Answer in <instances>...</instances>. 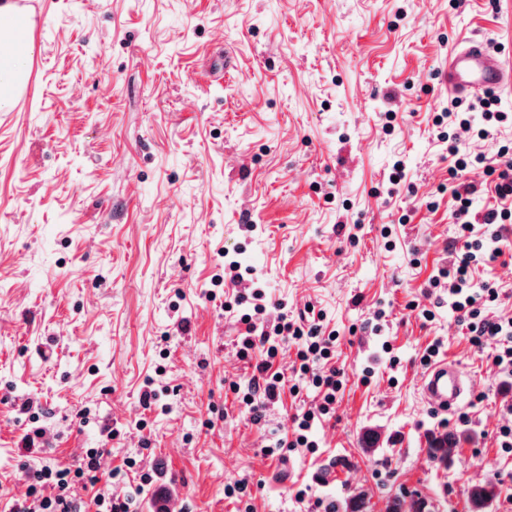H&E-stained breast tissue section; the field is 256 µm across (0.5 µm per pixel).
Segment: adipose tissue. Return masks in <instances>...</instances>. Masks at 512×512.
Listing matches in <instances>:
<instances>
[{"label":"adipose tissue","mask_w":512,"mask_h":512,"mask_svg":"<svg viewBox=\"0 0 512 512\" xmlns=\"http://www.w3.org/2000/svg\"><path fill=\"white\" fill-rule=\"evenodd\" d=\"M34 45L29 24L14 5H0V111L8 110L23 87Z\"/></svg>","instance_id":"1"}]
</instances>
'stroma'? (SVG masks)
Instances as JSON below:
<instances>
[{
    "label": "stroma",
    "instance_id": "obj_1",
    "mask_svg": "<svg viewBox=\"0 0 512 512\" xmlns=\"http://www.w3.org/2000/svg\"><path fill=\"white\" fill-rule=\"evenodd\" d=\"M30 98L0 112V512L40 462L101 452L131 512H326L361 487L371 512L421 494L512 512V382L472 346L447 286L451 187L493 184L500 139L436 125L463 36L512 58V0H28ZM394 121H386V113ZM455 136L481 165L458 171ZM404 165L399 185L388 176ZM478 267L512 317V230ZM250 269L290 315L336 332L346 373L315 449L266 453L316 394L284 391L261 423L231 383L252 369L224 315L225 262ZM423 300L427 321L412 310ZM442 341L471 392L428 408L422 356ZM157 399L144 406L142 395ZM41 432L30 457L17 447ZM469 433L451 466L432 433ZM379 449H363L367 433ZM136 468H129V460ZM152 476L141 485L140 474ZM244 483L243 493L226 489ZM497 496L493 482L487 480L474 485L469 491L470 512H488L487 510Z\"/></svg>",
    "mask_w": 512,
    "mask_h": 512
}]
</instances>
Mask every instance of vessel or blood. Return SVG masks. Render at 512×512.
<instances>
[{
	"label": "vessel or blood",
	"mask_w": 512,
	"mask_h": 512,
	"mask_svg": "<svg viewBox=\"0 0 512 512\" xmlns=\"http://www.w3.org/2000/svg\"><path fill=\"white\" fill-rule=\"evenodd\" d=\"M442 80L449 97L455 99L511 90L512 59L492 51L482 39L463 37L448 55ZM421 390L429 405L451 413L466 401L470 381L457 364L443 359L424 371Z\"/></svg>",
	"instance_id": "obj_1"
}]
</instances>
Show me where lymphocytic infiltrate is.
<instances>
[{
  "label": "lymphocytic infiltrate",
  "mask_w": 512,
  "mask_h": 512,
  "mask_svg": "<svg viewBox=\"0 0 512 512\" xmlns=\"http://www.w3.org/2000/svg\"><path fill=\"white\" fill-rule=\"evenodd\" d=\"M498 158L501 171L494 186L495 206L473 210L476 187L461 182L452 188L457 203L452 222L462 252L448 268L441 270L440 276L450 282L448 295L459 321L468 331L471 344L480 349L488 342H495V364L502 372L512 374V318L490 319L483 316L481 304L496 300L499 296L497 288L488 287L477 292L469 288L473 269L501 253L499 225L512 222V147L501 146ZM244 281L238 263H229L224 273V284L234 288L235 296L225 303L224 310L245 327L238 354L244 359L256 350L263 354L262 360L254 366L240 402L253 422H260L265 417L269 405L277 403L281 390L286 386L284 380L272 372V362L283 344L294 345L298 368L291 388L297 393L303 386H311L321 393L322 401L318 406L302 409L295 416L294 440L281 438L277 445L281 448H315L312 429L321 418L334 414L336 394L342 388L345 376L343 369L334 362L337 336L325 332L321 324L303 325L289 320L284 312L277 315L275 324L265 326L264 318L270 304L262 290L246 287ZM33 479L39 486L53 483L57 488L56 496L50 500L32 499L20 505L16 512H81L80 488L76 486L70 469L45 462L34 469Z\"/></svg>",
  "instance_id": "obj_1"
}]
</instances>
